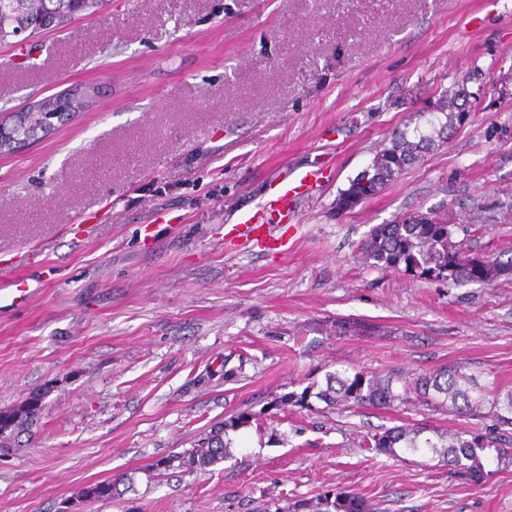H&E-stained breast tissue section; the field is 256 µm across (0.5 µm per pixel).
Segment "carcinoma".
I'll return each instance as SVG.
<instances>
[{
  "label": "carcinoma",
  "mask_w": 512,
  "mask_h": 512,
  "mask_svg": "<svg viewBox=\"0 0 512 512\" xmlns=\"http://www.w3.org/2000/svg\"><path fill=\"white\" fill-rule=\"evenodd\" d=\"M102 0H43L35 7L32 0H0V43L19 29L35 35L46 30L60 29L75 19L95 14ZM467 94L462 90L446 93L438 108L446 121L428 113L426 129L416 126L398 132L391 145L376 152L369 169L349 181V186L336 198V210L346 212L375 195L394 181L423 153L435 148L436 143L448 139L454 124H463L468 111L463 109ZM51 105L47 97L29 105L25 126L41 122L42 113ZM457 226L448 223L446 216L427 219L410 215L392 224H378L361 248L362 259L373 267L401 269L424 280H451L460 284H488L501 276L512 274V260L502 262L495 258L467 252L455 240ZM370 327L354 321L338 319L333 331L338 336L366 332ZM315 385L301 393L275 395L261 409L263 413L282 411L291 405L309 406L315 397L330 408L390 409L397 404L416 401L443 406L451 404L463 416L486 422L484 429L443 431L435 427L413 423L394 426L363 440V447L377 456L397 457L400 453L430 455L453 467L461 480L480 484L491 474L485 463L492 459L500 466L512 465V390L488 397L479 381L457 368L436 373H422L394 386V378L379 374L356 372L333 373L325 377V387L313 392ZM45 393L30 395L19 405L0 411V451L19 445L21 436L30 434L43 407ZM254 413L247 409L212 426L211 430L190 449L161 457L149 464L157 475L177 466L184 472L205 471L224 461L232 441L228 432L247 424ZM118 494L117 485L110 481L86 485L77 495V503L108 500ZM278 512H373L367 499L357 493H327L313 505L298 500Z\"/></svg>",
  "instance_id": "cac0c4a2"
}]
</instances>
